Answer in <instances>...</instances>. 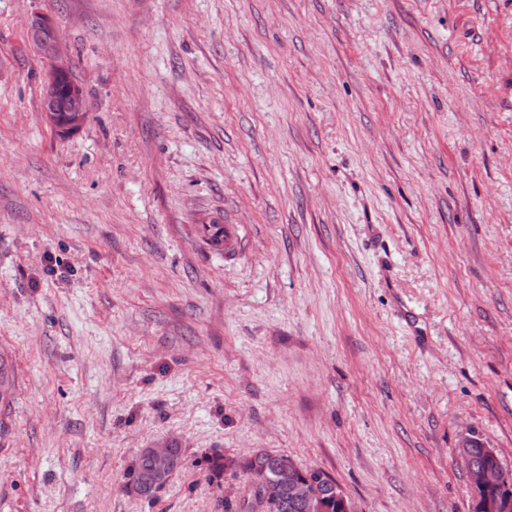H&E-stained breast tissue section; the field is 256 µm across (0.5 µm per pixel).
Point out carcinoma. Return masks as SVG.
<instances>
[{"mask_svg":"<svg viewBox=\"0 0 512 512\" xmlns=\"http://www.w3.org/2000/svg\"><path fill=\"white\" fill-rule=\"evenodd\" d=\"M205 243L217 252H224V225L200 224ZM17 392V376L11 359L0 352V411L11 406ZM171 471L156 476L157 464L144 452L138 454L128 473L129 490L150 499L169 482L182 466V449L170 448ZM294 463L286 454L258 451L249 456L217 454L211 460L213 476L230 472L246 481L247 495L238 501L224 499V512H307L305 507L288 497V483L280 475L282 466Z\"/></svg>","mask_w":512,"mask_h":512,"instance_id":"carcinoma-1","label":"carcinoma"}]
</instances>
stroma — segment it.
Segmentation results:
<instances>
[{"label":"stroma","mask_w":512,"mask_h":512,"mask_svg":"<svg viewBox=\"0 0 512 512\" xmlns=\"http://www.w3.org/2000/svg\"><path fill=\"white\" fill-rule=\"evenodd\" d=\"M0 349V512H224L257 449L469 512L465 439L512 472V0H0ZM38 30L36 44L40 52L48 58L49 65L44 74L48 95L43 104L45 123L61 137H68L84 126L87 117L86 101L82 89L72 80L68 58L64 55L60 32L52 19L35 15L31 22ZM64 87L65 106L59 111L53 99ZM53 94V97H51ZM58 112H65V119H60ZM198 229L205 243L214 251L223 253L224 246L231 248L235 236L233 224H198ZM17 383L12 360L0 352V412L11 406L17 392ZM6 390L8 394H6ZM144 450L159 461H165L170 450L172 460L171 471L166 472L164 477H157L155 475L157 464L151 456L144 453L142 449L136 457L128 473L129 490L142 498L151 499L160 489L166 486L172 475L181 468L182 450L178 448L177 444L171 445V448H168V444L154 445L150 448H144Z\"/></svg>","instance_id":"1"}]
</instances>
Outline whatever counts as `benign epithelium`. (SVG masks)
I'll return each mask as SVG.
<instances>
[{
    "label": "benign epithelium",
    "mask_w": 512,
    "mask_h": 512,
    "mask_svg": "<svg viewBox=\"0 0 512 512\" xmlns=\"http://www.w3.org/2000/svg\"><path fill=\"white\" fill-rule=\"evenodd\" d=\"M38 30L37 46L40 52L48 58L49 65L44 74L48 89V97L43 104L45 123L55 130L58 135L68 137L78 132L84 126L87 117L86 101L82 89L72 80L69 61L64 55L60 32L54 21L46 16L36 15L31 19ZM64 90L66 117L58 116V109L53 103V95ZM485 456L493 459L486 465L466 461L467 478L475 503L482 512H512V475L507 473L501 464L496 449L481 445ZM321 479L335 486L336 500L344 512H360L358 504L340 487L334 479L321 476ZM316 481L307 474H292L288 476V490L292 497L305 504L309 512H320L322 505L314 495Z\"/></svg>",
    "instance_id": "obj_1"
}]
</instances>
